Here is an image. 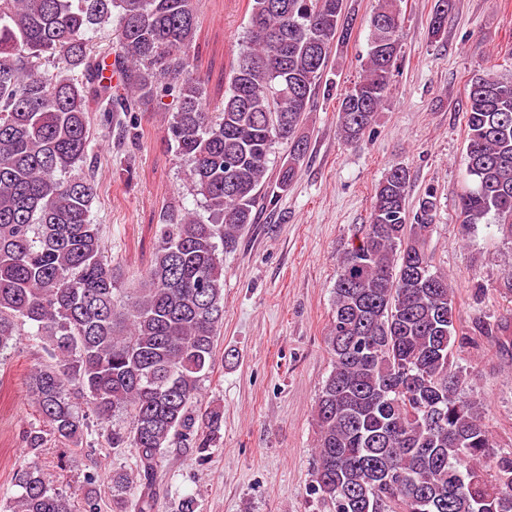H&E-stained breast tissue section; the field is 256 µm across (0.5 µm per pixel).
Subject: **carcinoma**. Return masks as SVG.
<instances>
[{"label":"carcinoma","mask_w":512,"mask_h":512,"mask_svg":"<svg viewBox=\"0 0 512 512\" xmlns=\"http://www.w3.org/2000/svg\"><path fill=\"white\" fill-rule=\"evenodd\" d=\"M249 3L246 47L212 112L190 62L197 0H0V351L29 325L48 357L27 379L42 419L23 432L28 452L81 449L84 397L101 443L133 449L135 471L112 473L111 512H160L167 449L202 455L218 445L224 410L198 396L221 362L224 254L262 197L298 176L305 113L333 47L351 35L345 0ZM447 18L448 0H434L432 37ZM114 21L116 45L95 49L91 33ZM368 27L363 73L338 102L348 142L371 131L397 69V0H378ZM147 105L168 114V144L208 216L169 215L152 268L123 301L90 218L97 185L70 171L94 148L92 113L99 133L116 125L135 139V113ZM465 112L473 186L460 198L461 224L491 215L512 238V79L474 75ZM279 143L288 156L274 177ZM409 187L407 168L391 165L369 222L337 258L311 492L330 512H512V451L494 449L483 403L467 393L456 352L468 337L455 325L448 274L428 252L437 199L425 193L412 213ZM117 417L126 425H109ZM12 485L4 512H101L97 496L75 503L36 465Z\"/></svg>","instance_id":"1"}]
</instances>
